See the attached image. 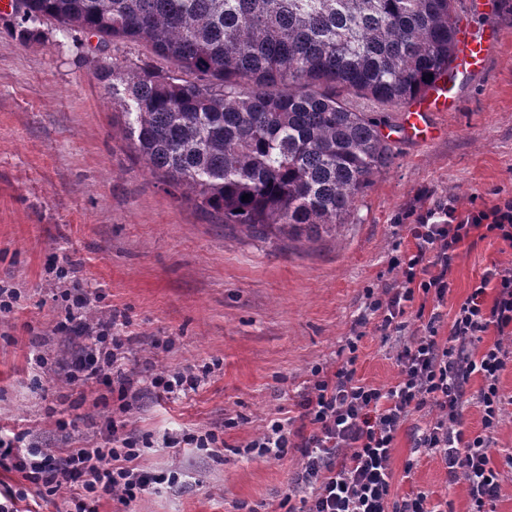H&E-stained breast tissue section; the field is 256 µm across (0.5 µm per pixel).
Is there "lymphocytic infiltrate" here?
<instances>
[{
    "label": "lymphocytic infiltrate",
    "instance_id": "lymphocytic-infiltrate-1",
    "mask_svg": "<svg viewBox=\"0 0 512 512\" xmlns=\"http://www.w3.org/2000/svg\"><path fill=\"white\" fill-rule=\"evenodd\" d=\"M404 230L413 248L393 249L388 272L394 285L364 290L356 328L335 361L312 368L297 421L270 420L242 447L244 456L266 461L299 452L301 469L279 502L286 512H437L425 492H394L395 440L418 412L429 420L414 431L405 475H412L419 455H436L449 484L465 483L468 512H495L502 483L492 461V435L512 404L501 386V375L512 363V268L498 263L487 268L455 310L447 336H440L439 328L460 245L481 230L512 246V196L483 208L437 201L416 211ZM490 287L496 295L489 302ZM370 323L383 342L396 348L397 374L383 387L357 375L362 329ZM412 323L415 333L405 336ZM491 331L497 338L488 345L484 338ZM84 334L87 350L72 377L117 386L120 413L107 420L104 439L93 448L54 451L27 443L20 433L0 435V470L18 472L27 484L0 499V512H18L16 504L29 489L63 512H97L103 498L126 507L157 482L137 465L151 441L125 431L122 414L139 396L135 384L141 381L177 398L198 390L203 377L149 367L134 379L125 368L124 337H106L93 324L85 325ZM476 377L481 386L473 392L469 385ZM470 404L480 414L476 432L463 426Z\"/></svg>",
    "mask_w": 512,
    "mask_h": 512
}]
</instances>
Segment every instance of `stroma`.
I'll list each match as a JSON object with an SVG mask.
<instances>
[{"label":"stroma","instance_id":"obj_1","mask_svg":"<svg viewBox=\"0 0 512 512\" xmlns=\"http://www.w3.org/2000/svg\"><path fill=\"white\" fill-rule=\"evenodd\" d=\"M455 7L477 29L492 14L497 53L462 84L456 111L430 113L433 139L391 133L390 164L337 233L313 245L227 229L197 208L185 185L151 172L127 139L95 76L96 38L48 23L44 37L24 44L10 8H0V287L21 293L13 312L0 313V432L25 431L51 449L99 441L112 413L100 401L106 389L69 381L84 338L57 329L66 296L93 294V314L116 319L130 362L215 367L196 393L172 402L151 391L126 413L127 431L156 439L140 468L184 474L138 498L131 512H235L244 501L276 512L299 453L270 463L235 449L269 420L298 416L311 369L335 359L364 288L388 278L387 255L405 236L398 215L449 197L489 206L512 193V0ZM495 262H512L502 240L474 234L460 246L444 320ZM364 332L358 373L390 384L394 352L373 325ZM38 355L47 368L35 365ZM237 416L242 424L225 429V418ZM179 426L222 433L226 445L208 454L159 444ZM492 441L503 476L495 510L512 512V413ZM396 487L424 491L452 512L467 508L464 483L449 484L436 456L421 457Z\"/></svg>","mask_w":512,"mask_h":512}]
</instances>
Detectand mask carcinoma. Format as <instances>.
<instances>
[{
    "mask_svg": "<svg viewBox=\"0 0 512 512\" xmlns=\"http://www.w3.org/2000/svg\"><path fill=\"white\" fill-rule=\"evenodd\" d=\"M11 13L22 42L52 20L113 46L96 76L148 168L264 239L344 224L391 162L394 128L350 98L402 108L455 51L454 0H11ZM124 42L170 67L118 54Z\"/></svg>",
    "mask_w": 512,
    "mask_h": 512,
    "instance_id": "obj_1",
    "label": "carcinoma"
}]
</instances>
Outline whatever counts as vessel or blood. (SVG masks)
Wrapping results in <instances>:
<instances>
[{"mask_svg":"<svg viewBox=\"0 0 512 512\" xmlns=\"http://www.w3.org/2000/svg\"><path fill=\"white\" fill-rule=\"evenodd\" d=\"M457 53L448 66V74L435 81L426 92L412 101L405 114V134L415 140L433 138L435 129L428 121L432 112L454 111L461 77L483 68L491 49L497 44L494 24H486L485 34L473 33L470 23L456 21Z\"/></svg>","mask_w":512,"mask_h":512,"instance_id":"vessel-or-blood-1","label":"vessel or blood"}]
</instances>
